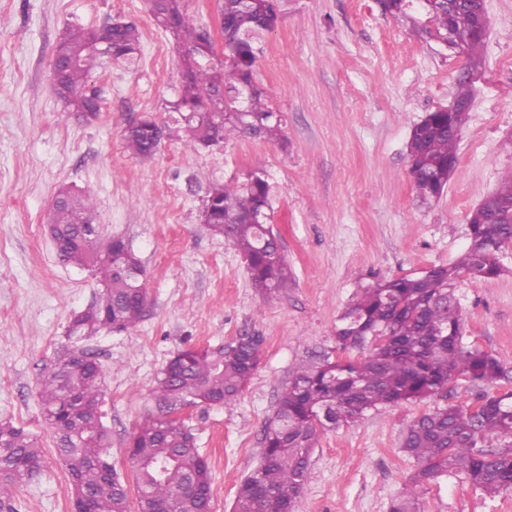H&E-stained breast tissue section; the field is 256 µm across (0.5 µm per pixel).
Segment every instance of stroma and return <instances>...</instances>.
I'll return each mask as SVG.
<instances>
[{"mask_svg":"<svg viewBox=\"0 0 512 512\" xmlns=\"http://www.w3.org/2000/svg\"><path fill=\"white\" fill-rule=\"evenodd\" d=\"M488 36L474 101L443 194L417 197L408 174L412 125L451 103L469 61L421 26L384 15L378 0H289L263 39L254 76L282 119L283 144L250 137L207 149L164 140L151 164L124 152L129 122L173 123L166 104L182 80L172 38L145 0H0V421L37 436L40 474L19 487L15 512H71L73 493L44 423L38 390L65 355L71 317L101 290L91 270L58 261L44 227L57 189L89 192L104 235L122 237L146 272L151 302L135 328L84 342L104 367L102 410L112 463L128 479L127 442L158 413L155 378L177 350L249 332L257 369L230 408L197 405L184 419L212 468V512H230L259 465L262 429L291 368L330 350L336 319L358 284L456 261L469 216L512 173V0H486ZM121 16L141 33L136 66L104 60L89 78L101 114L68 118L52 90L51 60L66 24ZM263 171L274 188L269 223L292 272L263 303L237 251L201 215L211 184ZM504 273L456 286L465 332L512 367V245ZM485 386L459 383L435 402H405L321 433L295 512H389L417 467L401 449L431 405L477 403ZM424 512H512V493L485 497L454 477L428 483Z\"/></svg>","mask_w":512,"mask_h":512,"instance_id":"35a3bbf8","label":"stroma"}]
</instances>
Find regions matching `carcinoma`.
Masks as SVG:
<instances>
[{
    "mask_svg": "<svg viewBox=\"0 0 512 512\" xmlns=\"http://www.w3.org/2000/svg\"><path fill=\"white\" fill-rule=\"evenodd\" d=\"M412 0H380L393 18L409 17ZM222 14V72L212 66L214 44L189 19L186 0H147L157 27L169 34L180 53L183 81L169 102L179 115L178 131L190 146H208L251 136L267 141L282 137L281 118L269 108L268 92L255 81L254 66L263 53L261 38L282 17V0H218ZM443 43L461 41V51L476 59L484 46L477 0L453 9L442 0L422 4ZM140 54L136 24L122 19L98 26L67 25L54 55L70 65L52 77L55 95L78 121L99 118L100 99L87 79L101 58L134 64ZM223 112L224 119L216 120ZM469 111H434L412 127L407 144L408 170L418 195L436 198L448 185L457 157L458 136ZM174 131L155 121L125 129L124 150L151 161ZM48 214L47 228L57 257L95 272L103 289L99 299L77 313L68 338L86 340L103 329L126 331L143 320L148 304L140 273L144 267L131 251L114 262L110 250L80 236L97 231L96 206L89 194L63 186ZM512 201V176L472 211L471 242L460 259L435 265L417 276L360 285L336 323L335 346L316 361L291 370L272 417L264 424L261 460L237 487L231 512H293L310 479L308 467L319 434L355 424L371 412L401 402L439 397L461 381L496 388L482 397L480 411L438 406L414 419L403 435L402 450L419 469L392 501L390 512H421L425 483L457 477L483 494L512 492V368L468 341L455 294L459 278H495L503 272L502 249L512 244V223L502 204ZM270 185L261 171L241 184H215L208 192L202 220L224 237L246 263L252 284L264 301L288 288V264L272 228ZM261 338L243 334L214 347L177 351L156 378L155 399L170 409L194 405L230 407L240 398L258 364ZM105 372L93 358L70 353L40 383L44 422L53 431L74 501L88 502L92 512H200L191 486L212 490V472L185 421L170 423L166 413L147 417L128 441L135 502L110 460V433L100 409ZM43 455L32 433L0 421V508L13 490L41 470Z\"/></svg>",
    "mask_w": 512,
    "mask_h": 512,
    "instance_id": "carcinoma-1",
    "label": "carcinoma"
}]
</instances>
